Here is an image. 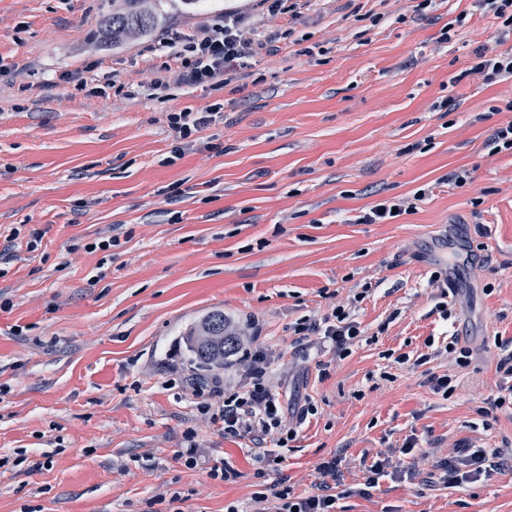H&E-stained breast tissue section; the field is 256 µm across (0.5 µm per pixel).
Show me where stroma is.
I'll return each instance as SVG.
<instances>
[{
  "label": "stroma",
  "instance_id": "obj_1",
  "mask_svg": "<svg viewBox=\"0 0 512 512\" xmlns=\"http://www.w3.org/2000/svg\"><path fill=\"white\" fill-rule=\"evenodd\" d=\"M419 2L311 0L291 19L259 0H175L171 34L234 11L288 36L222 89L130 98L168 58L143 40L91 48L112 0H0V512H255L256 496L315 492L331 458L336 512H512V463L456 488L436 468L512 441V417L488 406L512 340V150L488 139L512 120V79L472 71L479 47L512 38L475 0ZM93 62L99 88L62 80ZM216 103L175 154L169 114ZM460 170L466 185L447 182ZM421 189L413 213L358 223ZM362 283L345 358L295 335ZM215 310L242 335L259 326L296 430L272 459L218 431L193 392L210 373L181 338ZM430 338L469 347L470 365H414ZM446 373L447 398L429 383ZM379 458L395 471L361 494ZM226 464L237 479L211 476Z\"/></svg>",
  "mask_w": 512,
  "mask_h": 512
}]
</instances>
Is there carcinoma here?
I'll use <instances>...</instances> for the list:
<instances>
[{
	"instance_id": "1",
	"label": "carcinoma",
	"mask_w": 512,
	"mask_h": 512,
	"mask_svg": "<svg viewBox=\"0 0 512 512\" xmlns=\"http://www.w3.org/2000/svg\"><path fill=\"white\" fill-rule=\"evenodd\" d=\"M165 0H112L106 20L108 42L124 47L154 32L165 17ZM184 344L193 361L207 369L224 368V360L237 353L240 337L224 312L216 310L185 332Z\"/></svg>"
}]
</instances>
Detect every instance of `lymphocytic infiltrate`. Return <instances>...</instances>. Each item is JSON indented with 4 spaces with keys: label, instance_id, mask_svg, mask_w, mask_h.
I'll return each mask as SVG.
<instances>
[{
    "label": "lymphocytic infiltrate",
    "instance_id": "f902f5d3",
    "mask_svg": "<svg viewBox=\"0 0 512 512\" xmlns=\"http://www.w3.org/2000/svg\"><path fill=\"white\" fill-rule=\"evenodd\" d=\"M243 24V16L231 11L192 34L154 40V50L178 60L179 65L164 66L152 79L151 90L163 92L174 85L205 83L216 88L224 86L242 59L267 49L270 42L269 36L264 34L246 35ZM363 298V293H356L352 304L335 307L321 320L306 319L297 323L295 334L319 337L337 356H347L350 345L361 334L354 313L356 303ZM242 377V383L235 386L220 378L213 379L208 396L219 406L215 420L225 434L266 439L283 428L279 397L267 384L269 357L266 351L259 347L246 351ZM499 456V449L481 448L465 456L439 461L441 480L450 488L460 486L496 470ZM336 466L332 459L318 465L322 483L317 493L293 499L288 491H281L274 512H336V497L328 492V481L335 478Z\"/></svg>",
    "mask_w": 512,
    "mask_h": 512
}]
</instances>
